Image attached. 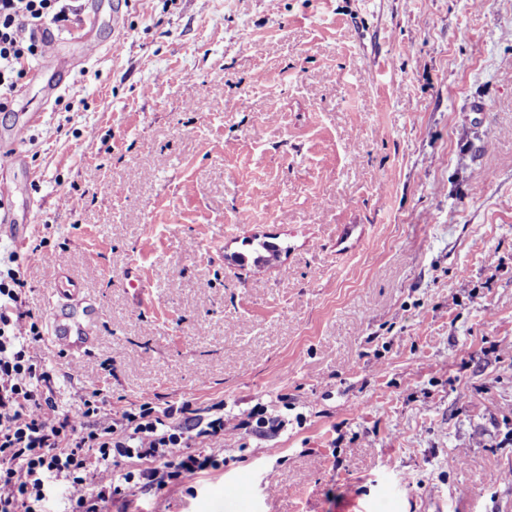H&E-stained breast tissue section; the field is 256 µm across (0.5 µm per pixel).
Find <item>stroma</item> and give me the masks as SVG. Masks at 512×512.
<instances>
[{"mask_svg":"<svg viewBox=\"0 0 512 512\" xmlns=\"http://www.w3.org/2000/svg\"><path fill=\"white\" fill-rule=\"evenodd\" d=\"M98 36L0 112L43 113L28 308L66 273L103 311L82 378L42 349L59 409L288 414L136 512H512V0H101Z\"/></svg>","mask_w":512,"mask_h":512,"instance_id":"obj_1","label":"stroma"}]
</instances>
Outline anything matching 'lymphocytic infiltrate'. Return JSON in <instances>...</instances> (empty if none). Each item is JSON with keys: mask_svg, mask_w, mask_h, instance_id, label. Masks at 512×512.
<instances>
[{"mask_svg": "<svg viewBox=\"0 0 512 512\" xmlns=\"http://www.w3.org/2000/svg\"><path fill=\"white\" fill-rule=\"evenodd\" d=\"M81 23L79 0H0V112L18 82L44 56L39 30L71 33ZM21 252L0 254V512H48L53 487L64 488V512L130 506L150 493L182 485L222 465L215 450L227 428L265 439L287 421L250 410L224 415L223 403L202 411L190 402L146 401L112 411L102 389L89 387L68 411L55 398V372L43 362V331L26 305Z\"/></svg>", "mask_w": 512, "mask_h": 512, "instance_id": "obj_1", "label": "lymphocytic infiltrate"}]
</instances>
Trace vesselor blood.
<instances>
[{
  "mask_svg": "<svg viewBox=\"0 0 512 512\" xmlns=\"http://www.w3.org/2000/svg\"><path fill=\"white\" fill-rule=\"evenodd\" d=\"M83 13L80 55L89 59L102 47L97 37L99 0H84ZM41 120V113H27L24 120L16 123L7 136L0 137V240L11 241L19 250L27 244L28 227L18 223L13 213L17 185L7 169L24 165L25 159L19 148L28 140L31 131ZM54 296L47 322V340L63 357L74 362L79 361L96 339L98 306L95 300L82 295L78 284L74 282L57 285Z\"/></svg>",
  "mask_w": 512,
  "mask_h": 512,
  "instance_id": "obj_1",
  "label": "vessel or blood"
}]
</instances>
